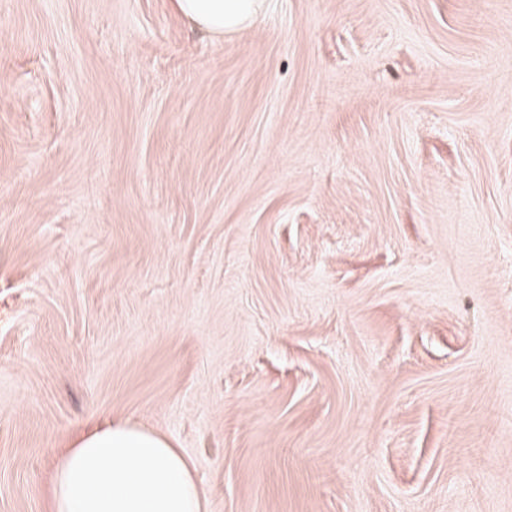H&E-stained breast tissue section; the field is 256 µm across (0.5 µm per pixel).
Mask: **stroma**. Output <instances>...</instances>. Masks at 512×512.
Segmentation results:
<instances>
[{
	"mask_svg": "<svg viewBox=\"0 0 512 512\" xmlns=\"http://www.w3.org/2000/svg\"><path fill=\"white\" fill-rule=\"evenodd\" d=\"M112 419L205 512H512V0H0V512ZM263 0H174L176 11L197 28L213 35L253 24Z\"/></svg>",
	"mask_w": 512,
	"mask_h": 512,
	"instance_id": "stroma-1",
	"label": "stroma"
}]
</instances>
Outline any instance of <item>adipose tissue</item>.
Returning a JSON list of instances; mask_svg holds the SVG:
<instances>
[{
  "mask_svg": "<svg viewBox=\"0 0 512 512\" xmlns=\"http://www.w3.org/2000/svg\"><path fill=\"white\" fill-rule=\"evenodd\" d=\"M214 35L253 24L263 0H174ZM49 512H204L190 460L171 440L127 420L94 427L58 458Z\"/></svg>",
  "mask_w": 512,
  "mask_h": 512,
  "instance_id": "ef3b65f1",
  "label": "adipose tissue"
}]
</instances>
